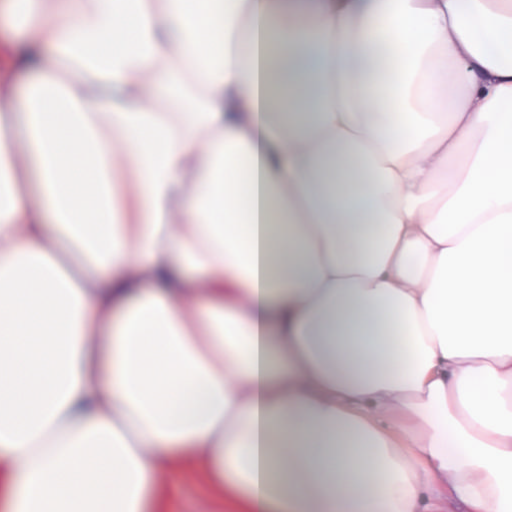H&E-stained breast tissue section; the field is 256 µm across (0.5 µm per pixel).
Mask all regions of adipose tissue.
Wrapping results in <instances>:
<instances>
[{
	"instance_id": "adipose-tissue-1",
	"label": "adipose tissue",
	"mask_w": 512,
	"mask_h": 512,
	"mask_svg": "<svg viewBox=\"0 0 512 512\" xmlns=\"http://www.w3.org/2000/svg\"><path fill=\"white\" fill-rule=\"evenodd\" d=\"M512 0H0V512H512ZM157 481L163 486L176 489L174 510L176 512H226V506L220 511L218 506L205 490L202 478L196 471L188 469L181 462L162 468L157 473Z\"/></svg>"
}]
</instances>
